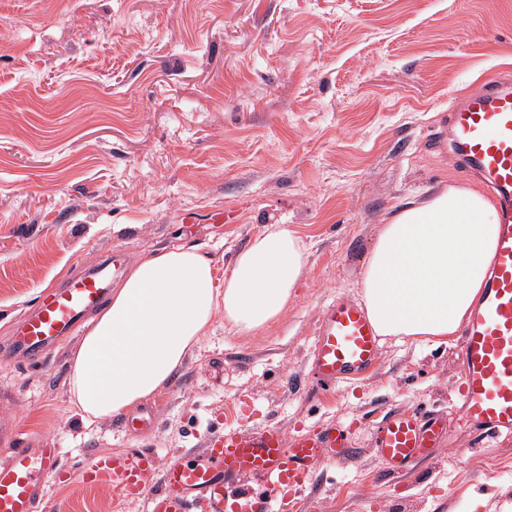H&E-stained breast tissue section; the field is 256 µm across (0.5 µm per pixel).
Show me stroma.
I'll return each instance as SVG.
<instances>
[{
    "label": "stroma",
    "mask_w": 512,
    "mask_h": 512,
    "mask_svg": "<svg viewBox=\"0 0 512 512\" xmlns=\"http://www.w3.org/2000/svg\"><path fill=\"white\" fill-rule=\"evenodd\" d=\"M506 72L512 0H0V340L44 288L116 249L199 247L220 285L271 225L306 244L281 316L244 334L216 312L137 439L73 408L79 337L34 370L0 362V428L61 451L48 498L151 512L75 468L130 446L164 466L217 423L336 421L353 452L317 466L294 512H512V440L476 449L456 424L462 456L438 449L422 483L385 475L371 448L392 408L450 407L458 340L385 337L374 373L305 389L319 313L360 297L391 213L478 187L440 136L457 95Z\"/></svg>",
    "instance_id": "1"
}]
</instances>
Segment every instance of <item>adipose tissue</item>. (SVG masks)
<instances>
[{
    "label": "adipose tissue",
    "instance_id": "ef3b65f1",
    "mask_svg": "<svg viewBox=\"0 0 512 512\" xmlns=\"http://www.w3.org/2000/svg\"><path fill=\"white\" fill-rule=\"evenodd\" d=\"M496 239L495 207L471 187L451 185L393 212L361 289L378 335L456 336L483 292ZM305 249L270 226L237 254L220 289L197 248L137 261L70 360L72 405L89 421L136 408L171 380L216 311L238 332L263 329L287 309Z\"/></svg>",
    "mask_w": 512,
    "mask_h": 512
}]
</instances>
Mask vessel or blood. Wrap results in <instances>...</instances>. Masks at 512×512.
Listing matches in <instances>:
<instances>
[{"mask_svg":"<svg viewBox=\"0 0 512 512\" xmlns=\"http://www.w3.org/2000/svg\"><path fill=\"white\" fill-rule=\"evenodd\" d=\"M448 138L461 166L494 196L498 236L494 264L460 340V386L453 413L470 425L476 444L512 438V76L499 75L454 101ZM127 261L108 255L56 288L47 289L18 321L0 359L38 366L46 353L78 335L104 305ZM381 338L364 306L340 295L319 316L309 358L308 393L335 388L371 371ZM449 412V413H452ZM430 405L393 409L379 420L373 450L390 474L409 473L449 444L448 415ZM154 411L125 414L129 438L152 424ZM352 448L349 427L329 423L288 435L274 424L251 432L225 428L208 437L192 459L159 468L153 453L127 448L95 454L77 474L82 485L109 486L121 498L151 496L152 512H277L289 493L309 488L317 463ZM60 451L34 447L9 434L0 455V512H66L44 490L59 469Z\"/></svg>","mask_w":512,"mask_h":512,"instance_id":"b4317fda","label":"vessel or blood"}]
</instances>
